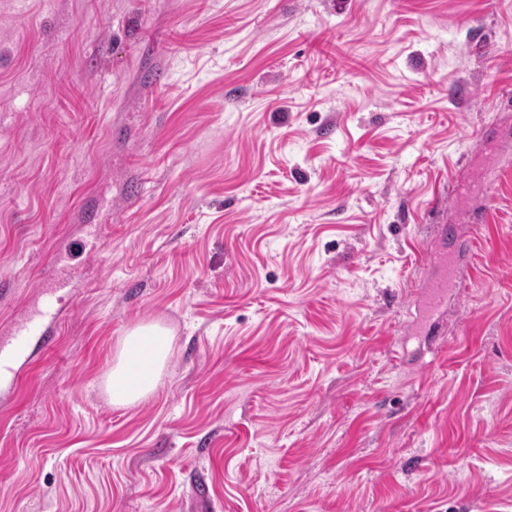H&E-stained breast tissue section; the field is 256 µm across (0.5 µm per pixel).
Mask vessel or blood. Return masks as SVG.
<instances>
[{
	"instance_id": "1",
	"label": "vessel or blood",
	"mask_w": 512,
	"mask_h": 512,
	"mask_svg": "<svg viewBox=\"0 0 512 512\" xmlns=\"http://www.w3.org/2000/svg\"><path fill=\"white\" fill-rule=\"evenodd\" d=\"M466 278L460 265H453L429 277L422 289L425 314L420 324L421 334L435 332L437 321L445 310L450 295L456 294ZM71 280L58 281L55 290L45 291L42 300L22 319L15 321L6 335L0 336V379L16 382L21 366L29 357L32 343L50 347L54 342L53 326L60 319L56 306V291L72 288Z\"/></svg>"
}]
</instances>
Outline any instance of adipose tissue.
Masks as SVG:
<instances>
[{
	"label": "adipose tissue",
	"instance_id": "1",
	"mask_svg": "<svg viewBox=\"0 0 512 512\" xmlns=\"http://www.w3.org/2000/svg\"><path fill=\"white\" fill-rule=\"evenodd\" d=\"M149 347V363L134 368L132 358L142 347ZM173 349L170 332L157 324L138 325L122 338L115 362L106 380L112 404L129 407L140 403L157 388Z\"/></svg>",
	"mask_w": 512,
	"mask_h": 512
}]
</instances>
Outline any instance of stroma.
Returning <instances> with one entry per match:
<instances>
[{
    "label": "stroma",
    "mask_w": 512,
    "mask_h": 512,
    "mask_svg": "<svg viewBox=\"0 0 512 512\" xmlns=\"http://www.w3.org/2000/svg\"><path fill=\"white\" fill-rule=\"evenodd\" d=\"M507 93L512 0H0V331L77 283L0 399V512H512ZM466 274L457 263L448 270L444 265L442 271L429 277L421 287L425 314L420 324L421 335H433L437 321L446 309L449 295H457V288L465 282ZM145 345L150 346L149 364L135 369L132 358ZM172 349V335L158 324L137 325L130 329L119 344L115 363L106 380L112 404L134 406L150 396L158 386Z\"/></svg>",
    "instance_id": "1"
}]
</instances>
